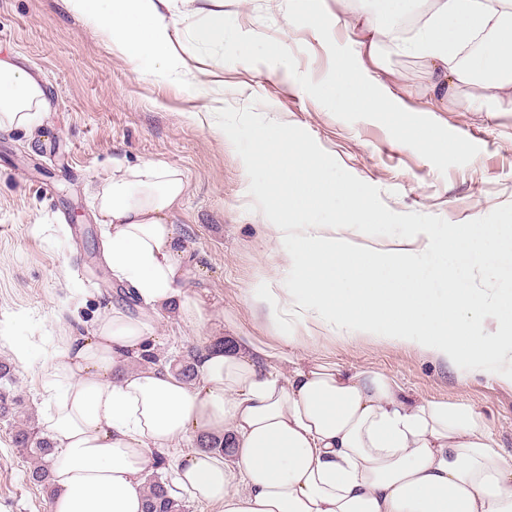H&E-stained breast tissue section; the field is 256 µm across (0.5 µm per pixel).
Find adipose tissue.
I'll use <instances>...</instances> for the list:
<instances>
[{
    "label": "adipose tissue",
    "instance_id": "adipose-tissue-1",
    "mask_svg": "<svg viewBox=\"0 0 512 512\" xmlns=\"http://www.w3.org/2000/svg\"><path fill=\"white\" fill-rule=\"evenodd\" d=\"M98 18L100 32L130 61L151 70L170 60L164 9L169 0H65ZM415 0H353L337 19L356 34L341 60L340 102L369 112L397 110V73L388 54L420 60L430 105L512 112V67L485 66L463 49L478 34L512 48V0H428L422 24L397 34ZM45 106L41 80L0 58V129L33 122ZM281 209L294 206L300 181L283 166L295 147L261 140ZM187 182L179 170L115 163L96 200L105 258L142 305L115 304L91 335L67 336L39 367L46 396L45 435L55 448L51 512H142L144 474L162 456L191 499L219 512H512V454H504L469 408L416 399L383 372L347 370L304 356L286 361L253 336L228 333L209 291L188 285L175 212ZM331 193L346 205L336 224H271L274 239L297 245L302 274L294 288L268 284L250 300L256 318L283 331L288 345L309 335L386 336L446 364L462 351L512 362V292L487 296L450 279L448 295L429 294L445 268L424 270L414 249H360L351 234L372 220L355 190ZM471 309L478 318L463 324ZM201 331L191 355L192 383L171 365L147 362L160 317ZM224 438L232 456L187 451L199 437Z\"/></svg>",
    "mask_w": 512,
    "mask_h": 512
}]
</instances>
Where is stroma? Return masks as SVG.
<instances>
[{
  "mask_svg": "<svg viewBox=\"0 0 512 512\" xmlns=\"http://www.w3.org/2000/svg\"><path fill=\"white\" fill-rule=\"evenodd\" d=\"M291 0H223L239 30L285 39L299 71L313 80L330 68L329 50L312 28L282 30ZM172 72L146 71L113 49L92 16L63 0H0V57L19 59L40 74L47 105L26 127L0 130V337L29 346L28 363L14 362V387L24 411L41 418L35 366L47 361L61 335L90 331L114 303L137 312L139 302L113 277L102 257V225L94 194L112 177V162L161 161L187 178L176 212L187 252L188 282L208 289L240 328L268 342L276 333L254 318L248 298L270 279L292 288L294 246L270 239L262 212L252 210L242 159L212 124L223 107L260 99L267 118L306 130L357 178L376 186L398 213L437 215L464 223L512 203V112L454 108L433 120L477 144L479 154L446 173L394 140L372 120L345 122L310 97L283 67L223 63L198 55L187 32L198 13L172 0ZM402 76L405 110L427 104L419 62L391 59ZM156 353L177 363L198 343L195 329L171 318L158 324ZM309 354L340 367L376 369L415 398L470 406L506 453H512V365L472 369L469 353L446 367L418 347L389 338L350 340L324 335ZM27 458L0 420V512H50L51 501L26 476Z\"/></svg>",
  "mask_w": 512,
  "mask_h": 512,
  "instance_id": "obj_1",
  "label": "stroma"
}]
</instances>
